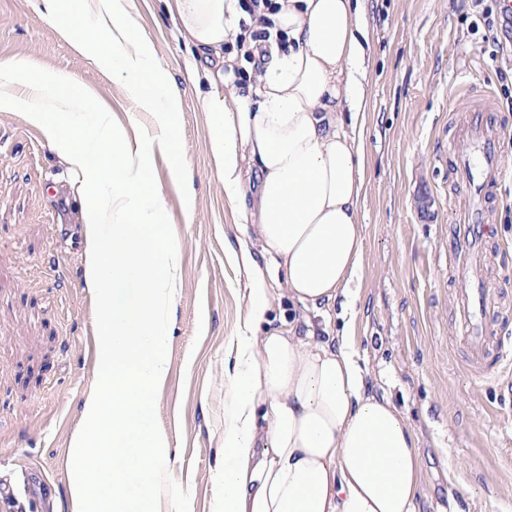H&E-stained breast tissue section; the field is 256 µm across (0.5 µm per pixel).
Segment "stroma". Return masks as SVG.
Returning <instances> with one entry per match:
<instances>
[{"label":"stroma","mask_w":512,"mask_h":512,"mask_svg":"<svg viewBox=\"0 0 512 512\" xmlns=\"http://www.w3.org/2000/svg\"><path fill=\"white\" fill-rule=\"evenodd\" d=\"M139 29L176 83L184 156L193 177L185 211L164 161L154 177L170 213L181 266L171 306L169 371L157 399L170 476L191 512H219L224 467V342L247 307V274L227 258L244 227L211 167L196 51L160 0H134ZM498 0H364L369 91L364 132L365 258L355 337L374 390L419 437L425 482L418 512H446L467 488L483 512H512V369L488 354L476 372L458 343L456 213L472 203L451 174L462 145L459 94L487 91L506 132L503 179L478 250L503 350L512 349V37L478 23ZM26 62L93 89L114 119L154 120L94 59L46 19L43 0H0V64ZM75 177L27 117L0 112V482L36 512H71L70 450L95 387V301L84 275Z\"/></svg>","instance_id":"1"}]
</instances>
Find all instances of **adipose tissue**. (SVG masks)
<instances>
[{
    "mask_svg": "<svg viewBox=\"0 0 512 512\" xmlns=\"http://www.w3.org/2000/svg\"><path fill=\"white\" fill-rule=\"evenodd\" d=\"M275 2L276 36L242 85L224 49L246 17L239 0H161L201 54L212 167L254 235L229 252L250 288L224 355L222 512H417V434L369 385L352 335L364 264L361 0ZM278 296L302 314L274 328Z\"/></svg>",
    "mask_w": 512,
    "mask_h": 512,
    "instance_id": "1",
    "label": "adipose tissue"
}]
</instances>
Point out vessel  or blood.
<instances>
[{"label":"vessel or blood","mask_w":512,"mask_h":512,"mask_svg":"<svg viewBox=\"0 0 512 512\" xmlns=\"http://www.w3.org/2000/svg\"><path fill=\"white\" fill-rule=\"evenodd\" d=\"M456 109L465 113L469 121L463 128L465 144L455 161L453 173L473 189L479 208L471 216L465 217L464 222L471 236L483 239L489 235L490 228L484 222L481 206L486 202L489 189L504 175L500 155L505 134L492 116L493 106L483 103L478 96L464 97ZM457 253L460 259L457 296L463 326L461 344L473 364L478 365L493 342L492 336L487 333L492 308L481 283L480 256L469 253L462 246L458 247Z\"/></svg>","instance_id":"b4317fda"}]
</instances>
